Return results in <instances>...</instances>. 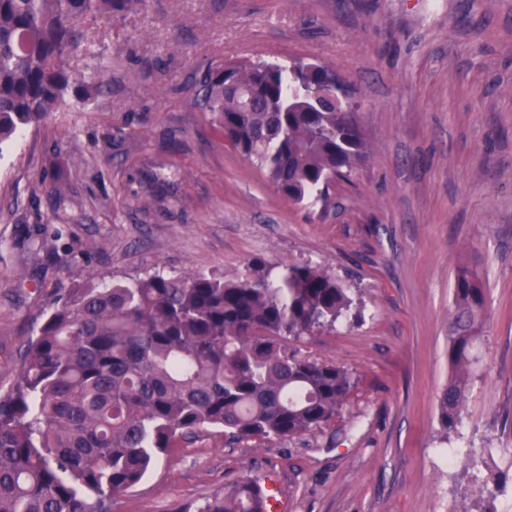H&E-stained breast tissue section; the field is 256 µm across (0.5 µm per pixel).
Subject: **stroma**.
<instances>
[{"label": "stroma", "instance_id": "35a3bbf8", "mask_svg": "<svg viewBox=\"0 0 512 512\" xmlns=\"http://www.w3.org/2000/svg\"><path fill=\"white\" fill-rule=\"evenodd\" d=\"M89 35L93 54L69 63H104L108 92L0 152V389L68 289L311 262L357 302L297 344L356 373L334 419L231 446L197 432L115 512H198L247 476L281 512H499L512 497V0H143ZM258 58L324 63L355 90L369 157L325 213L281 197L194 102L209 68ZM465 268L486 317L463 424L445 436L437 400ZM466 445L488 489L449 459Z\"/></svg>", "mask_w": 512, "mask_h": 512}]
</instances>
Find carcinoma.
<instances>
[{
    "mask_svg": "<svg viewBox=\"0 0 512 512\" xmlns=\"http://www.w3.org/2000/svg\"><path fill=\"white\" fill-rule=\"evenodd\" d=\"M139 0H0V147L59 107L83 110L106 87L105 67L77 71L90 46L79 22L132 11ZM329 66L238 60L209 70L196 103L218 131L295 204L331 203L368 156L358 105L322 88ZM443 430L461 424L471 348L484 324L476 273L453 287ZM351 289L311 263L280 271L255 262L237 279L148 273L108 288H73L28 342L0 397V512H112L116 497L198 430L227 443L321 431L343 406L354 372L289 346L352 310ZM460 461L486 477L472 450ZM248 478L200 512H265Z\"/></svg>",
    "mask_w": 512,
    "mask_h": 512,
    "instance_id": "obj_1",
    "label": "carcinoma"
}]
</instances>
